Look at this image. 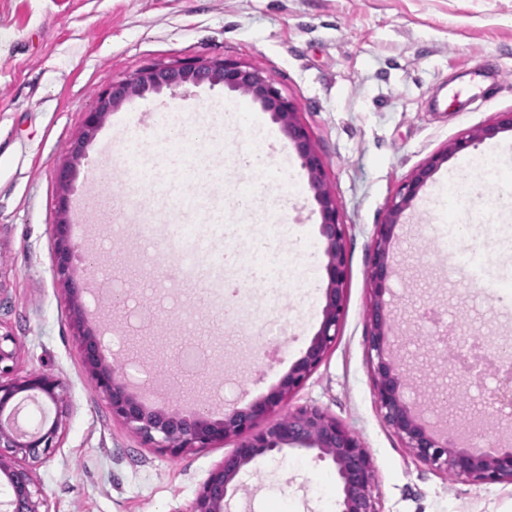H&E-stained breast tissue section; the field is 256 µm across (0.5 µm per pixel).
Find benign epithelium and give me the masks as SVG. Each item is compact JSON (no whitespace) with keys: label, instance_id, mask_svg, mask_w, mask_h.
I'll use <instances>...</instances> for the list:
<instances>
[{"label":"benign epithelium","instance_id":"1","mask_svg":"<svg viewBox=\"0 0 512 512\" xmlns=\"http://www.w3.org/2000/svg\"><path fill=\"white\" fill-rule=\"evenodd\" d=\"M186 84H222L261 103L293 143L319 207L327 279L322 321L303 355L275 387L244 407L225 408L224 417L215 418L204 408L189 413L153 408L133 393L126 373L117 368V362L104 358L101 337L83 329L88 312L72 286L71 308L77 327L81 328L82 355L89 369L90 383L106 399L113 417L172 458L192 448H211L231 438L238 440L236 448L210 471L187 512H230V501L240 489L237 476L241 470L259 455L279 454L287 449L316 450L319 457L332 461L342 484L339 512H380L373 495V461L359 436L318 407H288L290 395L307 381L336 344L345 315L349 269L346 225L340 219L335 196L324 182L322 158L308 131L298 121L294 104L281 95L276 82L261 71L250 70L229 59L194 56L176 64L146 66L104 88L94 109L86 113L80 138L67 148L71 164L58 172V181L62 188H68L86 143L94 137L105 117L126 100ZM505 128H512V112L502 113L493 125L470 130L456 138L402 183L386 218L376 225L369 273L374 301L366 315L370 329L368 349L374 353L372 378L382 416L420 461L462 482H512V448H502L490 441L481 447L457 444L450 436L424 423L403 394L391 332L392 318L383 296L391 274L390 250L404 211L428 179L447 162L448 156L462 153ZM70 227L68 200L64 199L54 232L57 274L65 280L76 249ZM15 360V336L0 333V474L6 477L10 490L8 500L0 501V512H40L33 466L49 459L58 447L67 412L64 384L45 371L16 375ZM28 400L53 404V420L45 418L34 428L25 427L20 414Z\"/></svg>","mask_w":512,"mask_h":512}]
</instances>
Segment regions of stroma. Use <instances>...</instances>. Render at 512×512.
<instances>
[{"label": "stroma", "mask_w": 512, "mask_h": 512, "mask_svg": "<svg viewBox=\"0 0 512 512\" xmlns=\"http://www.w3.org/2000/svg\"><path fill=\"white\" fill-rule=\"evenodd\" d=\"M205 55L244 62L272 77L294 101L323 158L325 180L347 226L346 313L333 349L292 407L316 405L369 449L381 512H512V484L455 482L418 460L385 423L372 381L366 312L372 300V241L399 185L461 133L512 111V0H0V327L19 350L15 370H47L67 386L60 445L35 468L45 512H186L229 446L171 458L113 418L91 386L56 273L52 226L61 195L57 172L100 91L147 65ZM177 123L189 151L178 169L156 151L159 128ZM271 130L266 168L237 164L255 125ZM207 127L201 139L198 127ZM512 129L477 142L421 188L396 228L384 299L399 341L404 394L438 427L482 418L483 439L512 447L487 396L494 373L474 382L462 357L430 337L423 312L496 342H512V308L481 287L467 261L449 274L438 256L447 231L448 180L480 179L482 165L512 167ZM110 172V181L100 179ZM195 193L198 207L167 209L156 182ZM90 200L89 222L73 221L71 276L135 387L154 405L187 412L216 392L242 407L287 373L318 331L326 289L320 215L293 144L260 103L223 85H187L132 98L88 142L68 195ZM252 200L238 212L235 199ZM457 221L488 226L486 247L512 250V182L499 179L454 205ZM293 273L275 282L276 309L252 318L268 272L254 250ZM200 241L208 300L191 282L167 277L183 246ZM252 300L226 317L219 287L226 247ZM147 308L143 322L132 309ZM201 347L206 369L185 352ZM240 512H338L342 488L316 452L257 457L238 477Z\"/></svg>", "instance_id": "35a3bbf8"}]
</instances>
